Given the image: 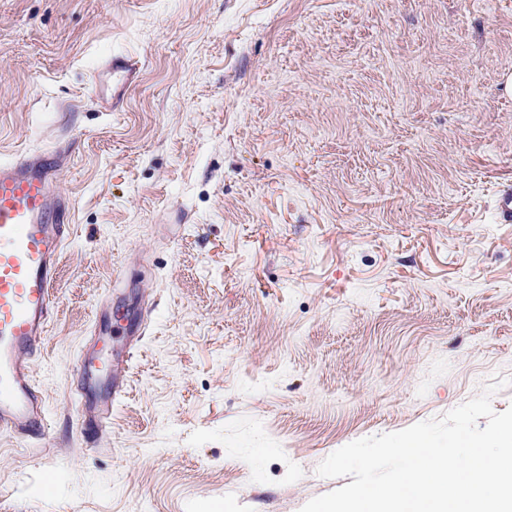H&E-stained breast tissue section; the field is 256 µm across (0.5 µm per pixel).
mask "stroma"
<instances>
[{
    "instance_id": "35a3bbf8",
    "label": "stroma",
    "mask_w": 512,
    "mask_h": 512,
    "mask_svg": "<svg viewBox=\"0 0 512 512\" xmlns=\"http://www.w3.org/2000/svg\"><path fill=\"white\" fill-rule=\"evenodd\" d=\"M511 78L512 0H0V162L68 151L74 205L0 512H300L354 440L511 407ZM99 309L140 342L88 453ZM139 75L138 62L127 54H112L95 75L94 87L97 99L105 102L110 112H119L122 108L126 91L136 85ZM104 80L111 81L110 92L102 93Z\"/></svg>"
}]
</instances>
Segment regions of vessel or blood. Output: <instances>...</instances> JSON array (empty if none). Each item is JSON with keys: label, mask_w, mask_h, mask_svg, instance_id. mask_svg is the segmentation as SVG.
Masks as SVG:
<instances>
[{"label": "vessel or blood", "mask_w": 512, "mask_h": 512, "mask_svg": "<svg viewBox=\"0 0 512 512\" xmlns=\"http://www.w3.org/2000/svg\"><path fill=\"white\" fill-rule=\"evenodd\" d=\"M138 75L130 55L115 54L103 63L94 84L110 82L103 96L108 111H120ZM66 161L65 152L57 150L0 163V432L19 439L44 438L48 429L32 363L44 350L57 304L56 266L72 233L70 203L55 188ZM74 370L89 382L108 380L104 413L78 410L83 430L107 429L110 407L127 392L126 382L113 379L110 334L98 333L94 350L81 353Z\"/></svg>", "instance_id": "1"}]
</instances>
